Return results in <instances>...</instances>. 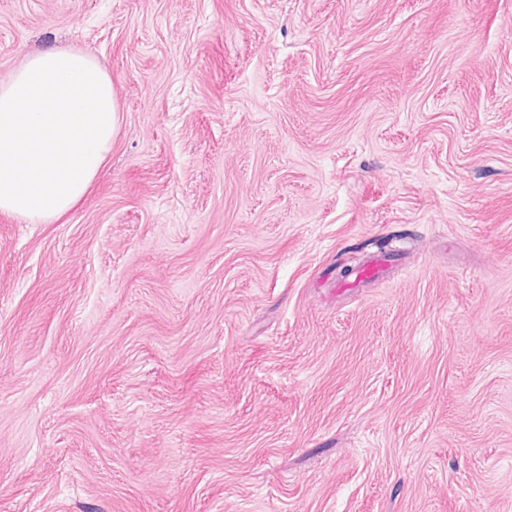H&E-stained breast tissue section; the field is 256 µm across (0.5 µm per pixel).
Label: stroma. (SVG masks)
Returning a JSON list of instances; mask_svg holds the SVG:
<instances>
[{"instance_id":"stroma-1","label":"stroma","mask_w":512,"mask_h":512,"mask_svg":"<svg viewBox=\"0 0 512 512\" xmlns=\"http://www.w3.org/2000/svg\"><path fill=\"white\" fill-rule=\"evenodd\" d=\"M51 44L120 123L0 213V512H512V0H0Z\"/></svg>"}]
</instances>
